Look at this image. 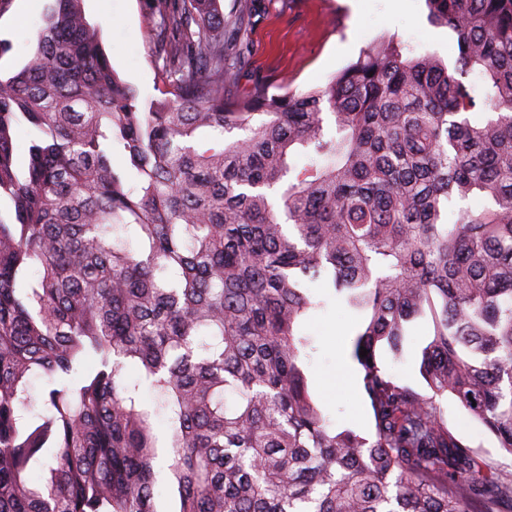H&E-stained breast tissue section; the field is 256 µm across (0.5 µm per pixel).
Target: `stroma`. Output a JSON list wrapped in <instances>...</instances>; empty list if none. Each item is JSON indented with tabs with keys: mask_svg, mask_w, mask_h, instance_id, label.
<instances>
[{
	"mask_svg": "<svg viewBox=\"0 0 512 512\" xmlns=\"http://www.w3.org/2000/svg\"><path fill=\"white\" fill-rule=\"evenodd\" d=\"M47 0H7L0 8V39L11 51L0 58V70L13 71L27 61ZM257 11L247 36L246 65L236 74L240 93L259 78L289 90L323 85L355 60L360 51L381 38L394 36L414 53L428 51L445 63L459 57L456 35L435 26L425 0H407L393 10L392 0H255ZM87 20L99 27L113 70L136 88L141 99L157 94L155 58L159 40L153 0H84ZM354 313L340 299L327 297L324 309L313 312L302 332L312 341L306 366L308 386L318 406L336 428L370 430V407L362 389L360 366L351 357ZM431 331L428 320L413 323L401 357L380 351L379 360L396 380L421 391V349ZM449 428L489 462L512 467L495 437L452 397L441 402Z\"/></svg>",
	"mask_w": 512,
	"mask_h": 512,
	"instance_id": "1",
	"label": "stroma"
}]
</instances>
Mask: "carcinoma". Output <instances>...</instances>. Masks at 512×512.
Returning a JSON list of instances; mask_svg holds the SVG:
<instances>
[{"label": "carcinoma", "instance_id": "1", "mask_svg": "<svg viewBox=\"0 0 512 512\" xmlns=\"http://www.w3.org/2000/svg\"><path fill=\"white\" fill-rule=\"evenodd\" d=\"M426 3L454 65L388 39L320 87L241 97L254 0H154L144 107L82 0H53L0 74V512H512V471L478 473L441 411L512 455V0ZM313 288L361 315L366 435L309 393ZM426 317L420 393L377 348Z\"/></svg>", "mask_w": 512, "mask_h": 512}]
</instances>
